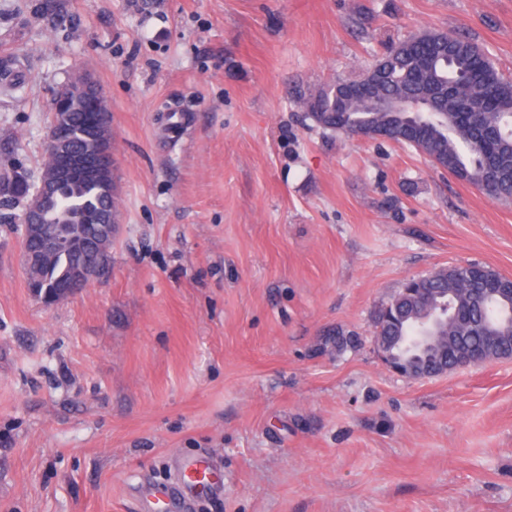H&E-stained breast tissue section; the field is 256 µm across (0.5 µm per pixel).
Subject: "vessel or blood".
Listing matches in <instances>:
<instances>
[{
	"label": "vessel or blood",
	"instance_id": "1",
	"mask_svg": "<svg viewBox=\"0 0 512 512\" xmlns=\"http://www.w3.org/2000/svg\"><path fill=\"white\" fill-rule=\"evenodd\" d=\"M223 483L211 456L186 459L179 466L173 484L159 485L146 491L148 512H180L186 499L211 494Z\"/></svg>",
	"mask_w": 512,
	"mask_h": 512
}]
</instances>
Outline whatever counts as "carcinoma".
I'll list each match as a JSON object with an SVG mask.
<instances>
[{
  "instance_id": "obj_1",
  "label": "carcinoma",
  "mask_w": 512,
  "mask_h": 512,
  "mask_svg": "<svg viewBox=\"0 0 512 512\" xmlns=\"http://www.w3.org/2000/svg\"><path fill=\"white\" fill-rule=\"evenodd\" d=\"M385 79L372 83L369 75L352 81L356 91L336 99L334 81L299 98L303 118L319 127L370 139L382 136L411 147L432 164L456 178L483 187L492 200H512V82L504 79L488 54L461 35L425 31L385 46L379 57ZM66 135L79 146L92 129L95 113L66 105ZM30 188L0 174V204L27 194ZM117 212L114 185L105 180L88 183L75 177L60 190L43 213V233L53 234L60 224H78L83 240L107 246L100 226L92 223L97 212ZM76 256L58 254L40 271L41 278H26L27 288L66 278ZM495 271L482 279L469 275L463 265H450L418 278L415 303L390 302L386 319L376 334L386 336L406 358L440 352L453 359L452 345L473 352L483 349L489 336H512V307L503 306L490 290ZM455 294L443 313H433L436 297ZM433 336L432 347L422 352L415 337Z\"/></svg>"
}]
</instances>
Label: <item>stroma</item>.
Instances as JSON below:
<instances>
[{
  "mask_svg": "<svg viewBox=\"0 0 512 512\" xmlns=\"http://www.w3.org/2000/svg\"><path fill=\"white\" fill-rule=\"evenodd\" d=\"M425 30L512 80V0H0V167L37 181L90 74L119 210L109 274L46 304L0 207V512H143L204 449L190 512H512V359L421 380L375 343L410 278L512 275V202L297 105Z\"/></svg>",
  "mask_w": 512,
  "mask_h": 512,
  "instance_id": "obj_1",
  "label": "stroma"
}]
</instances>
